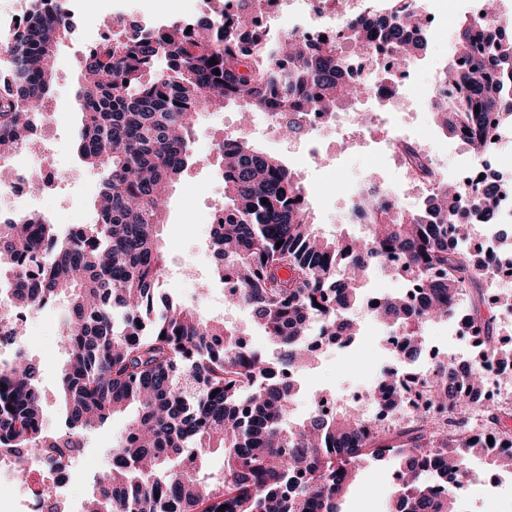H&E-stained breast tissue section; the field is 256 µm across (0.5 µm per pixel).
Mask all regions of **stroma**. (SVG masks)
<instances>
[{
    "instance_id": "35a3bbf8",
    "label": "stroma",
    "mask_w": 512,
    "mask_h": 512,
    "mask_svg": "<svg viewBox=\"0 0 512 512\" xmlns=\"http://www.w3.org/2000/svg\"><path fill=\"white\" fill-rule=\"evenodd\" d=\"M92 2L81 0L84 31L66 41L55 56L51 115L34 139L36 151L44 156L47 167L65 174L58 185L37 193L35 204L52 223L63 228L95 222L94 202L103 179L100 171L88 168L79 160L74 148L75 130L80 122L75 95L81 60L88 34L99 29ZM109 5L113 18L146 27L177 18L196 19L211 11L205 0H109ZM420 7L423 13L435 14L438 22L426 34L427 47L422 58L409 66L402 91L407 98L422 100L431 92L434 74L447 66L450 43L470 10L467 0H420ZM356 108L362 113H372L373 125L356 136L347 151L336 153L327 164L313 162L305 150L294 147L277 133L259 127L248 134L259 149L278 155L298 175L309 191L313 221L326 234H360V227L345 222L344 213L349 204L348 191L365 181H382L400 196L406 208H413L419 200V190L404 180L391 159V140L425 139L437 157L440 175L451 181L455 180L462 156L468 151L467 145L448 138L425 109L417 108L406 114L395 104L381 106L367 98L360 99ZM239 127L238 109L232 105L221 112H203L196 122L193 146L198 160L174 185L167 204V222L160 228L164 253L161 289L191 306L203 318L232 323L252 336L255 348L265 350L270 343L255 326L250 310L225 306L224 285L214 263L207 259L210 212L224 202L222 172L210 148L226 131ZM67 307L63 297L48 304L24 336L30 352L41 365L45 420L53 430L64 426L56 381L66 359L60 334ZM362 325L354 350H328L324 359L301 373L295 402L297 413L308 414L320 392L330 393L338 404L349 403L355 389L374 384L379 371L392 364L393 354L385 342L389 329L369 319L363 320ZM422 334L448 357L467 358L472 354L471 341L459 338L453 320L426 322ZM128 419L125 413L114 415L87 434L85 448L75 462L73 491L76 495L91 491L94 478L108 468L112 449L123 436ZM394 468L391 462L363 464L341 504L342 512H387L397 491L392 478ZM458 512H512V479L502 481L492 490L478 484L468 485L458 501Z\"/></svg>"
}]
</instances>
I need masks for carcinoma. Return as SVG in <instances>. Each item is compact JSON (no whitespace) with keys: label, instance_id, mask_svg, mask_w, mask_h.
<instances>
[{"label":"carcinoma","instance_id":"obj_1","mask_svg":"<svg viewBox=\"0 0 512 512\" xmlns=\"http://www.w3.org/2000/svg\"><path fill=\"white\" fill-rule=\"evenodd\" d=\"M235 4L232 15L221 7L150 29L116 22L84 53L77 152L104 174L97 221L63 234L45 215L20 213L0 230L14 304L69 299L58 386L64 429L46 427L40 365L20 355L0 368V448H83L88 432L133 407L85 512H340L359 465L386 457L402 459L406 474L389 512H449L468 458L506 466L501 453L512 448V398L483 409L479 424L463 413L470 389L485 382L483 358L512 367L489 302L487 267L496 260L471 250L459 223L467 211L492 220L495 189L448 191L414 141L401 139L397 148L427 185L420 206L405 211L371 184L351 202L368 235L327 237L315 228L307 189L278 156L222 137L213 144L224 178V216L211 233L216 270L229 286L225 303L251 310L276 356L181 303L154 313L163 270L157 226L192 159L201 112H275L289 139L309 113L350 109L371 95L368 82L342 77L352 58L388 50L391 65H407L424 47L417 8L352 16L336 37L307 43L257 26L258 0ZM509 27L496 0H485L482 16L461 22L440 74L455 91L434 101L437 125L475 151L489 148L490 122L512 125ZM71 32L61 0H40L0 52V156L31 139L30 118L53 95L54 57ZM376 265L420 295L417 304L386 297L377 312L404 333L408 362L424 340L420 325L432 319L456 318L459 335L480 337L481 350L462 365L430 368L421 381L429 409L392 427L353 406L319 405L294 418L305 345L338 330L359 335L349 317ZM211 448L224 449L221 474L205 470ZM37 496L44 512H60L52 485Z\"/></svg>","mask_w":512,"mask_h":512}]
</instances>
